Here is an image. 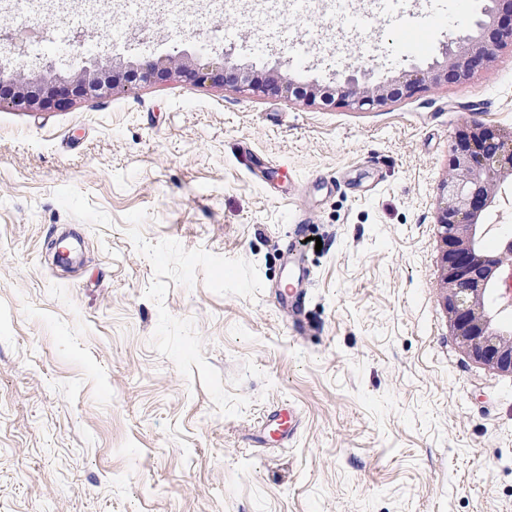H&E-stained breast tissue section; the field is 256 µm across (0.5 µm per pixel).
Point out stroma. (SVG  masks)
Masks as SVG:
<instances>
[{
    "label": "stroma",
    "instance_id": "obj_1",
    "mask_svg": "<svg viewBox=\"0 0 512 512\" xmlns=\"http://www.w3.org/2000/svg\"><path fill=\"white\" fill-rule=\"evenodd\" d=\"M254 0L180 23L99 0L14 68L76 58L387 80L442 60L485 0L405 52L436 0ZM512 127V49L463 86L308 106L181 78L67 110L0 109V512H512V375L440 302L435 224L464 123ZM313 270L304 331L275 290ZM297 407V435L262 421ZM445 19L446 14L439 10L426 20H416L399 29L395 40L400 47L416 48L425 40L431 28L445 22Z\"/></svg>",
    "mask_w": 512,
    "mask_h": 512
}]
</instances>
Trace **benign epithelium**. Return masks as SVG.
I'll return each mask as SVG.
<instances>
[{
    "label": "benign epithelium",
    "mask_w": 512,
    "mask_h": 512,
    "mask_svg": "<svg viewBox=\"0 0 512 512\" xmlns=\"http://www.w3.org/2000/svg\"><path fill=\"white\" fill-rule=\"evenodd\" d=\"M478 23L476 36H462L455 48L445 49V57L426 72L423 81L431 84L463 85L491 70L497 51L512 45V0H488ZM26 54L25 45L13 40L10 32L0 30V60ZM128 76L144 83L184 77L195 85L211 81L294 98L307 104L333 102L350 109L387 105L412 95L420 81L391 80L372 83L349 76L343 84L326 89L317 84L299 86L273 70L258 77L227 58L208 72L171 59L163 64L150 59L128 62ZM124 87L109 64H78L68 71L51 67L30 77L22 72H5L0 63V107L33 112L39 109L64 110L85 97H103ZM449 176L439 184L435 224L442 242L440 285L441 302L451 333L476 361L512 375V349L499 348L493 336L503 326L484 315L498 312L485 301L487 290L499 288L503 274L499 257L480 245L483 219L497 198L512 187V129L506 131L480 122L459 128L448 155Z\"/></svg>",
    "instance_id": "obj_1"
}]
</instances>
